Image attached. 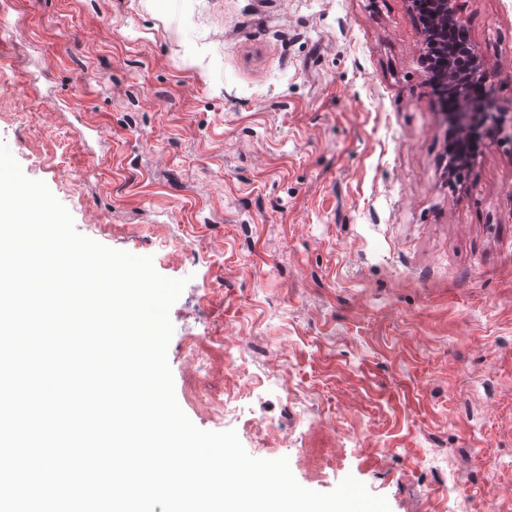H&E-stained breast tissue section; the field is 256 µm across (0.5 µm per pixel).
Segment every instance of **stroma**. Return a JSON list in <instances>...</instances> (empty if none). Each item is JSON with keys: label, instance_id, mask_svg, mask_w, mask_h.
Here are the masks:
<instances>
[{"label": "stroma", "instance_id": "35a3bbf8", "mask_svg": "<svg viewBox=\"0 0 512 512\" xmlns=\"http://www.w3.org/2000/svg\"><path fill=\"white\" fill-rule=\"evenodd\" d=\"M461 3L511 115L512 0ZM422 41L406 0H0V142L185 279L196 426L391 512H512V123L448 184Z\"/></svg>", "mask_w": 512, "mask_h": 512}]
</instances>
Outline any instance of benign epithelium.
<instances>
[{"label":"benign epithelium","mask_w":512,"mask_h":512,"mask_svg":"<svg viewBox=\"0 0 512 512\" xmlns=\"http://www.w3.org/2000/svg\"><path fill=\"white\" fill-rule=\"evenodd\" d=\"M418 23L424 36L421 48L423 64H428L436 51H441L442 80L448 93L454 95L453 111L448 113V165L445 174L453 177L480 154L485 142L499 132L502 116L495 111L491 89L498 78L472 42L448 47V28L462 27L465 20L458 0H427V9ZM479 85L483 94L469 95V88Z\"/></svg>","instance_id":"obj_1"}]
</instances>
